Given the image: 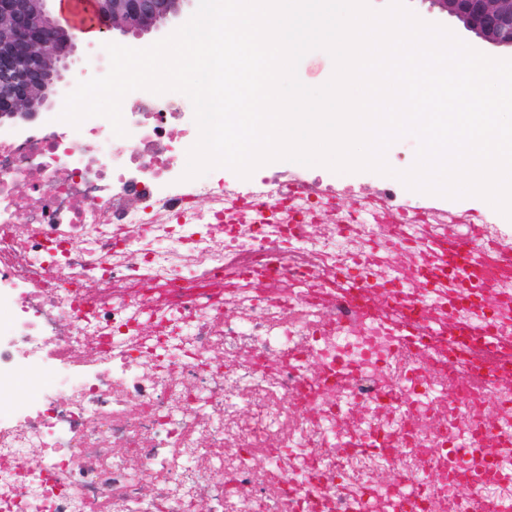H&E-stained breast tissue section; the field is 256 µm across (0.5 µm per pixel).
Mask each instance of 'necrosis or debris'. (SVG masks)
<instances>
[{
  "instance_id": "1",
  "label": "necrosis or debris",
  "mask_w": 512,
  "mask_h": 512,
  "mask_svg": "<svg viewBox=\"0 0 512 512\" xmlns=\"http://www.w3.org/2000/svg\"><path fill=\"white\" fill-rule=\"evenodd\" d=\"M136 97L0 124V512H512V278L453 287L393 189L184 179L191 101Z\"/></svg>"
}]
</instances>
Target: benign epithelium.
Instances as JSON below:
<instances>
[{"instance_id":"7a95c632","label":"benign epithelium","mask_w":512,"mask_h":512,"mask_svg":"<svg viewBox=\"0 0 512 512\" xmlns=\"http://www.w3.org/2000/svg\"><path fill=\"white\" fill-rule=\"evenodd\" d=\"M52 0H0V120L28 118L60 95L79 35L62 25ZM191 0H95L102 31L142 36ZM485 41L512 49V0H431Z\"/></svg>"}]
</instances>
